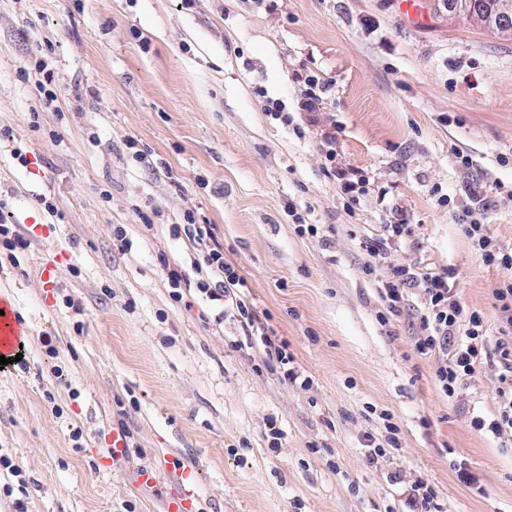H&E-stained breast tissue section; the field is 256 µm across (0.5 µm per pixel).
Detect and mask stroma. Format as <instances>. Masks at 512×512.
<instances>
[{
  "instance_id": "obj_1",
  "label": "stroma",
  "mask_w": 512,
  "mask_h": 512,
  "mask_svg": "<svg viewBox=\"0 0 512 512\" xmlns=\"http://www.w3.org/2000/svg\"><path fill=\"white\" fill-rule=\"evenodd\" d=\"M419 8L412 22L397 0H0V224L59 227L0 242V294L28 330L23 366L0 370V512H163L168 476H135L168 454L189 512H407L413 480L443 512H512V446L470 427L496 407L494 366L441 395L437 357L414 350L421 290L383 322L364 274V239L410 225L386 263L454 269L501 339L502 274L463 226L512 251V37L448 0ZM187 212L310 386L262 366L258 337L199 292L201 248L170 230ZM171 268L189 282L179 301ZM383 410L400 447L372 466Z\"/></svg>"
}]
</instances>
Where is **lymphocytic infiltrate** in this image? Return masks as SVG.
Returning <instances> with one entry per match:
<instances>
[{
	"label": "lymphocytic infiltrate",
	"instance_id": "lymphocytic-infiltrate-1",
	"mask_svg": "<svg viewBox=\"0 0 512 512\" xmlns=\"http://www.w3.org/2000/svg\"><path fill=\"white\" fill-rule=\"evenodd\" d=\"M186 237L203 245L202 263L219 279L216 288L201 284L210 301L225 308H235L244 329L260 322L258 312L238 295L241 279L233 265L225 259L219 244L212 241V227L197 223L193 213H186L182 227ZM466 233L483 264L501 271L504 279L493 290L498 309L499 333L495 367L498 381L497 409L488 416H474L470 422L478 433L512 442V253L497 247L486 225H467ZM454 272L437 273L425 267H391L378 285L380 299L388 313L399 314L406 305L409 289L422 290L424 308L420 314L414 348L422 355H438L434 373L435 385L446 397H454L464 380L488 358L485 315L467 309L456 288L451 287Z\"/></svg>",
	"mask_w": 512,
	"mask_h": 512
}]
</instances>
